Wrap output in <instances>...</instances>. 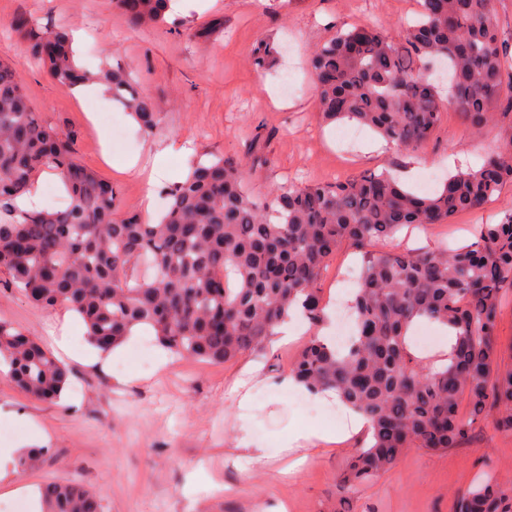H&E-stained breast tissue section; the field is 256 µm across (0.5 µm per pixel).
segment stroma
Returning a JSON list of instances; mask_svg holds the SVG:
<instances>
[{
  "label": "stroma",
  "mask_w": 512,
  "mask_h": 512,
  "mask_svg": "<svg viewBox=\"0 0 512 512\" xmlns=\"http://www.w3.org/2000/svg\"><path fill=\"white\" fill-rule=\"evenodd\" d=\"M418 0H190L155 28H135L111 0H0V60L22 72L40 120L76 131L78 155L111 181L119 211H141L143 185L122 172L129 158L151 168L158 152L185 173L191 161L224 155L243 162L257 193L296 179L310 184L387 169L425 192L429 171L448 175L476 165L512 129L475 134L461 116L445 111L431 140L417 152L379 145L351 124H324L308 70L310 51L334 33L366 20L399 37ZM26 13L49 27L80 33L81 64L109 63L132 70L140 88L165 114L163 129L145 135L109 96L78 99L31 60L24 41L5 24ZM275 52L264 67L253 60L263 43ZM291 72L295 93L282 91ZM96 120H89V113ZM110 135L103 155L98 132ZM512 209L506 186L480 210L456 216L401 242L435 248L470 240L474 225L498 221ZM66 307L33 306L0 270V319L13 323L71 370L59 403L19 391L0 372L1 448H44L48 454L22 481L41 486L76 481L96 493L105 512H454L458 493L479 476L512 480V435L483 426L459 448H408L390 470L338 496L336 485L358 435L313 442L287 451L298 426L341 430L339 407L323 412L283 388L282 378L306 335L286 344L269 341L221 365L175 354L158 362L153 336L119 347L108 368L81 361L88 348L80 323L66 324ZM266 448L264 465L242 462L244 447ZM307 462L292 477L284 471ZM224 483L215 493L211 479Z\"/></svg>",
  "instance_id": "1"
}]
</instances>
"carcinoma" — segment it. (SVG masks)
<instances>
[{
	"label": "carcinoma",
	"instance_id": "cac0c4a2",
	"mask_svg": "<svg viewBox=\"0 0 512 512\" xmlns=\"http://www.w3.org/2000/svg\"><path fill=\"white\" fill-rule=\"evenodd\" d=\"M169 2L112 6L151 28ZM419 2L399 39L363 22L311 50L321 118L368 127L411 152L431 139L448 107L478 134L512 125V44L500 34L496 0ZM9 27L58 84L100 83L143 132L162 128L164 113L129 72L75 63L67 29L25 14ZM44 172L61 176L65 208L20 205ZM506 185L512 135L477 168L448 175L425 196L385 170L260 195L240 161L216 155L191 164L152 221L117 211L112 183L78 161L74 133L42 123L23 79L0 62V269L10 284L38 308L73 310L102 350L144 326L162 347L213 364L262 348L301 312L313 331L289 374L311 391L335 393L367 423L343 474L349 488L389 470L407 448L466 444L484 420L512 433V367L499 364L496 341L500 301L512 295V210L479 225L471 243L384 247L405 228L447 224L478 209ZM346 243L361 253L363 271L348 301L354 334L339 348L318 332L327 321L321 280ZM146 260L154 275L140 279ZM417 319L455 331L447 362L426 368L414 359L407 334ZM0 358L19 389L60 400L66 367L4 320ZM41 500L43 512H103L100 498L73 482L46 483ZM456 512H512V481L479 482L457 497Z\"/></svg>",
	"mask_w": 512,
	"mask_h": 512
}]
</instances>
